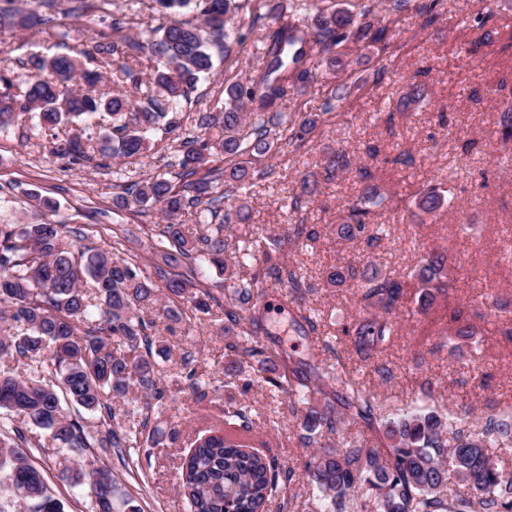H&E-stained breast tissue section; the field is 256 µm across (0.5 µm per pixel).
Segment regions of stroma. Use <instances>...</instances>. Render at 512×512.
Segmentation results:
<instances>
[{
	"mask_svg": "<svg viewBox=\"0 0 512 512\" xmlns=\"http://www.w3.org/2000/svg\"><path fill=\"white\" fill-rule=\"evenodd\" d=\"M346 8L359 11L371 6L387 27L384 39L397 47L388 57L377 45L351 49L353 71L370 74L387 65L378 83L368 84L347 102L325 110L332 75H320L306 93L289 91L281 107L322 115L323 120L302 146L281 141L268 158L278 173L273 182L259 187L247 203L254 226L285 223L279 200L299 187L301 180L316 183L315 199L302 216L317 234L313 250L296 252L303 273L322 278L325 270L348 261L368 259L386 274L397 276L403 296L397 309L395 332L381 351L360 354L343 335L344 325L358 319L361 305L354 289L323 288L309 303L324 318V334L342 350L349 369L359 374L366 390L389 398L395 406H418L422 388L433 391L430 407L447 411V392L464 396L478 417L505 413L512 405V139L502 136L497 122L501 105L512 101V0H444V10L433 24H425L419 8L423 0H409L402 11H393L392 0H344ZM126 18L129 36H137L139 18L164 25L173 19H191L190 10L170 13L157 0H112L111 13L98 26L111 31L112 20ZM84 27L58 18L53 30L28 38L25 32L0 33V60L13 64L38 53L47 56L69 52L82 43ZM214 76L202 79L187 116L213 111L224 99L225 83L245 79L249 70L236 55L213 49ZM423 82L426 106L398 113L403 86ZM446 113L448 127L436 123ZM378 151L370 157L368 148ZM340 149L351 155L355 167L340 179L325 182L320 161L326 151ZM174 153L166 142H156L145 158L113 160L110 168L89 160L76 166L50 156L45 135L31 116H23L0 131V224H26L45 219L78 229L75 249L111 248L113 236L123 224L159 223L158 211L138 214L116 205L117 185L169 174ZM410 156L407 165L397 155ZM381 186L386 200L369 209L367 223L388 222V239L346 246L334 233L336 213L363 191L362 173ZM427 185L444 190L451 201L438 218L410 215L414 194ZM51 198L56 209L44 211L39 198ZM447 252L451 286L428 311L417 305L418 282L412 272L427 252ZM480 327V345L462 346L457 353L442 347L454 315ZM224 315L219 309L198 314L192 325L158 323V336L171 349L159 360L164 384L177 387L180 353L192 348L200 374L209 383V396L196 401L190 392L179 393L168 413L150 420L161 429L163 443L142 442L139 461L118 452L94 450L93 459L110 466L121 494L133 496L141 512H188L178 492L177 473L196 439L224 427V403L249 407L250 429L244 437L255 451L275 459L280 468L301 471L308 455L300 441V427L288 412L280 393L253 388L244 395H230L225 387ZM266 327L280 351L300 356L308 343L294 330L291 312L279 298H272ZM391 369V379H380L374 366ZM25 450L39 468L66 512H93L87 489L69 486L60 477L65 459L75 453L60 447L37 429L26 432ZM266 512H320L308 487L295 478L281 479L280 490Z\"/></svg>",
	"mask_w": 512,
	"mask_h": 512,
	"instance_id": "35a3bbf8",
	"label": "stroma"
}]
</instances>
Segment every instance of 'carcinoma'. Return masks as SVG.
Wrapping results in <instances>:
<instances>
[{"label": "carcinoma", "mask_w": 512, "mask_h": 512, "mask_svg": "<svg viewBox=\"0 0 512 512\" xmlns=\"http://www.w3.org/2000/svg\"><path fill=\"white\" fill-rule=\"evenodd\" d=\"M41 0L40 10L26 11L18 0H0V32L23 30L35 36L64 14L82 18L91 9L88 0ZM160 7L193 6L195 20L145 26V36L124 33L126 22L112 19V37L88 30L75 54L33 56L27 78L8 66L0 67V129L15 119L34 113L49 136L53 156L80 164L95 158L106 168L116 158L144 157L151 150L149 134L159 131L177 143V169L173 182L164 177L122 186V203L135 213L160 211L165 224L151 237L154 253L167 267L214 268L224 276V301H219L203 281L179 273L165 280L168 297L180 306L164 307L163 317L190 323L197 313L224 306V376L244 392L262 382L288 397V407L301 413L299 440L313 449L304 462L302 476L323 512H512V471L489 453V444L512 439V418L489 415L469 421L464 409L441 414L431 408L402 409L379 414V399L365 393L341 357L329 363L320 354L332 348L328 338L309 345L307 357L290 360L280 368L281 353L262 343L267 297L276 294L295 308L294 321L301 335L318 333L320 314L308 300L318 284L297 266L287 264V247L303 251L316 241L304 224H285L277 234L258 233L249 227V208L242 200L274 174L260 160L286 138L304 142L318 127L320 115L288 114L280 101L288 87L302 89L318 72L334 75L329 99L338 103L362 90L369 78L348 71L349 42H375V17L365 5L358 13L324 0H157ZM247 9L250 30L262 54L246 81L224 87V106L199 112L192 124L184 122L181 101L189 100L201 78L213 68V45L224 47L229 21ZM98 64L83 67V60ZM118 68L136 89L146 88L144 100L132 102L123 92L108 98L94 94L104 71ZM426 99L425 85L413 82L399 98L406 113ZM96 121L105 130L103 144L94 148L81 134H60V125ZM218 139L207 136L213 128ZM218 156L224 167H213L198 176L200 167ZM325 180L333 181L352 168L350 156L332 151L322 162ZM224 190H219V185ZM317 189L307 181L300 191L285 198V212L297 213L309 205ZM385 197L375 183L364 186L360 204L347 206L335 225L336 239L355 243L379 242L388 236L383 224H368L366 204L379 206ZM411 206L417 215L434 217L449 207L445 194L435 188L420 190ZM195 210L199 223L222 217L193 237L184 233L179 216ZM242 224L239 244L229 242L224 230ZM146 233V225L131 224L122 230L112 250L86 249L72 253L71 231L64 224L32 221L0 224V358H11L32 370L53 366L61 378V391L34 379L0 373V409L19 418L12 434L0 432V477L16 471L10 487L20 508L30 504L37 512H65L63 502L49 489L42 472L29 462L24 449V428H37L72 449L137 446L146 432L152 443L164 434L148 429L152 415H162L171 399L157 377L156 358L170 349L155 336V321L144 310L159 300L151 277L138 265L120 256L126 244ZM421 284L419 307L426 310L448 292V259L441 253L424 256L415 268ZM355 278L352 265L326 273L323 285L342 286ZM95 283V295L81 288ZM362 315L353 328H344L354 347L369 354L382 347L394 333L392 315L402 296V285L366 262L356 282ZM261 375L252 377V361ZM196 356L182 350L180 374L186 389L203 401L208 382L197 374ZM99 412L106 429L89 441L83 423L66 413L62 402ZM132 404L141 416L138 423L124 419L113 403ZM361 430L347 436V420ZM249 430L245 409L235 405L224 411V429L196 445L181 466L179 492L191 512H264V505L279 486L282 471L273 460L245 450L240 430ZM342 435L335 443L331 435ZM73 487H85L96 512H114L116 481L112 469L95 460L78 459L62 469Z\"/></svg>", "instance_id": "cac0c4a2"}]
</instances>
